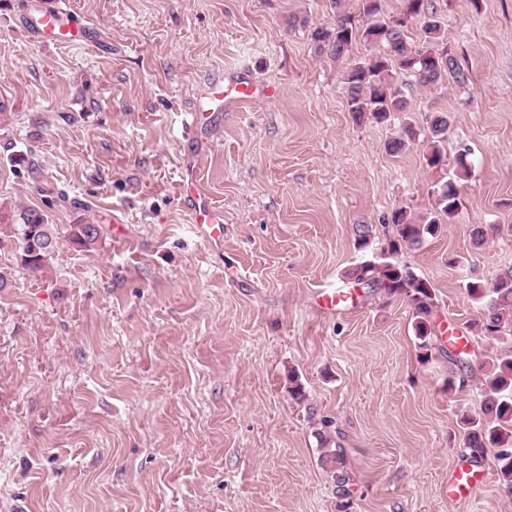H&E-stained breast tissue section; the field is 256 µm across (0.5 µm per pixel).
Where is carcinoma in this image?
I'll return each mask as SVG.
<instances>
[{
    "mask_svg": "<svg viewBox=\"0 0 512 512\" xmlns=\"http://www.w3.org/2000/svg\"><path fill=\"white\" fill-rule=\"evenodd\" d=\"M343 0H330L336 12V23L316 27L312 38L316 53L330 59L346 56L353 40L359 37L378 48L370 58L351 65L340 75L349 112L354 120L372 117L381 123L393 112L406 111L402 90L395 82L399 73H409L422 87L434 86L443 79L456 84L467 81V75L457 59L444 46L445 31L435 14L428 11L427 0H404V9L397 16L384 15L381 0H362L363 13L369 23L356 28L353 18L343 12ZM421 20L424 40L411 46L406 30L415 20ZM450 117L443 111L431 113L427 129L430 150L424 159L430 167L448 169V157L440 149L446 138ZM466 154L457 156L452 174L433 188L434 206L423 216L414 217L404 208L391 214L393 236L381 249L380 256L356 264L347 272L349 279L389 296L408 299L414 315L413 329L420 340L423 358H428V341L434 313L433 286L414 269L398 259L403 249H418L428 239L438 236L448 217L459 204L458 182L467 175ZM18 227L19 260L24 269L37 271L51 259L56 246V225L33 208H20L14 214ZM69 240L84 249L97 244L100 230L96 224L81 220L66 227ZM356 248L373 249L375 236L370 224L353 225ZM467 294L482 307L477 326L480 334L500 343L488 359L478 363L471 378L478 381L483 397L481 413H464L460 418L463 446L475 456L490 448L496 450L498 472L503 483L512 487V269L505 270L488 281H469Z\"/></svg>",
    "mask_w": 512,
    "mask_h": 512,
    "instance_id": "cac0c4a2",
    "label": "carcinoma"
}]
</instances>
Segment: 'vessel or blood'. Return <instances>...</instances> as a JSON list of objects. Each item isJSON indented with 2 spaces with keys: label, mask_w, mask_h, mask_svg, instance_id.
Here are the masks:
<instances>
[{
  "label": "vessel or blood",
  "mask_w": 512,
  "mask_h": 512,
  "mask_svg": "<svg viewBox=\"0 0 512 512\" xmlns=\"http://www.w3.org/2000/svg\"><path fill=\"white\" fill-rule=\"evenodd\" d=\"M23 24L33 43L39 46L82 43L91 37L90 27L81 20L69 17L59 0H43L39 8L24 17ZM253 94V86L245 80L207 83L201 91L203 107L188 113L185 124L190 128L198 127L209 119L211 111L225 112L241 108L252 99ZM184 194L191 200L189 221L201 238L207 242L223 240L224 215L211 206L194 179L185 180ZM316 303L323 313L333 314L348 308L349 296L339 288H324L318 291ZM487 476L488 470L484 465L473 462L467 456H459L448 473L449 500L460 501L470 497L484 485Z\"/></svg>",
  "instance_id": "b4317fda"
}]
</instances>
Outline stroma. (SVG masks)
<instances>
[{"label": "stroma", "instance_id": "obj_1", "mask_svg": "<svg viewBox=\"0 0 512 512\" xmlns=\"http://www.w3.org/2000/svg\"><path fill=\"white\" fill-rule=\"evenodd\" d=\"M34 2L0 0V512H338L325 437L350 512H512L489 453L487 483L448 499L457 413L482 402L448 379L497 349L465 285L512 269V0H428L467 81L398 75L408 109L381 124L353 120L339 80L368 47L315 51L329 0H62L93 40L46 48L22 29ZM241 73L252 104L188 136L199 87ZM437 110L470 171L443 235L401 255L434 287L423 361L407 300L347 272L367 258L353 225L380 244L394 209H431ZM408 124L416 140L390 152ZM189 174L221 242L188 226ZM21 206L60 228L37 273L18 261ZM80 220L94 249L67 238ZM335 287L354 308L318 313ZM69 240L84 249H92L100 237V230L96 224H85V221H78L66 227Z\"/></svg>", "mask_w": 512, "mask_h": 512}]
</instances>
